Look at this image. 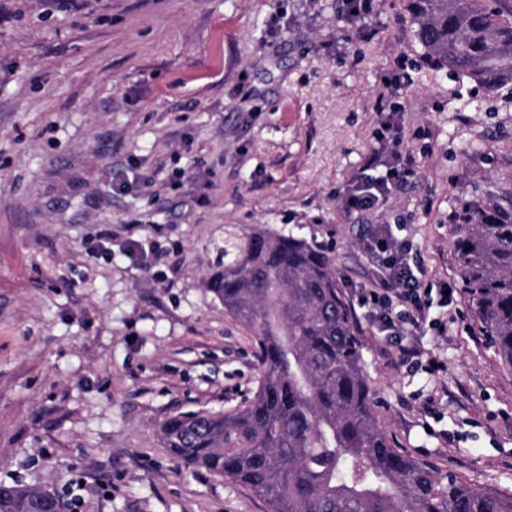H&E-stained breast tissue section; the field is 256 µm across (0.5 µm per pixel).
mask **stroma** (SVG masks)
I'll return each instance as SVG.
<instances>
[{
    "instance_id": "35a3bbf8",
    "label": "stroma",
    "mask_w": 512,
    "mask_h": 512,
    "mask_svg": "<svg viewBox=\"0 0 512 512\" xmlns=\"http://www.w3.org/2000/svg\"><path fill=\"white\" fill-rule=\"evenodd\" d=\"M404 60L418 175L368 212L339 190L375 146ZM512 192V92L428 67L406 0H0V483L76 512H268L186 465L171 416L256 387L255 343L203 281L228 224L334 247L348 297L379 269L362 241L398 220L435 287L459 284L449 213ZM143 242L147 261L128 255ZM402 366L360 320L378 420L397 450L512 494V367L464 293Z\"/></svg>"
}]
</instances>
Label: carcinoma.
I'll list each match as a JSON object with an SVG mask.
<instances>
[{"label": "carcinoma", "instance_id": "carcinoma-1", "mask_svg": "<svg viewBox=\"0 0 512 512\" xmlns=\"http://www.w3.org/2000/svg\"><path fill=\"white\" fill-rule=\"evenodd\" d=\"M430 67L489 94L512 90V0H407ZM461 288L479 332L512 367V195L456 208ZM205 287L256 343L251 395L218 413L169 418L162 433L186 464L224 476L269 512H512V496L400 454L375 416L363 333L331 251L270 224L224 230V263ZM46 488L0 484V512H58Z\"/></svg>", "mask_w": 512, "mask_h": 512}]
</instances>
